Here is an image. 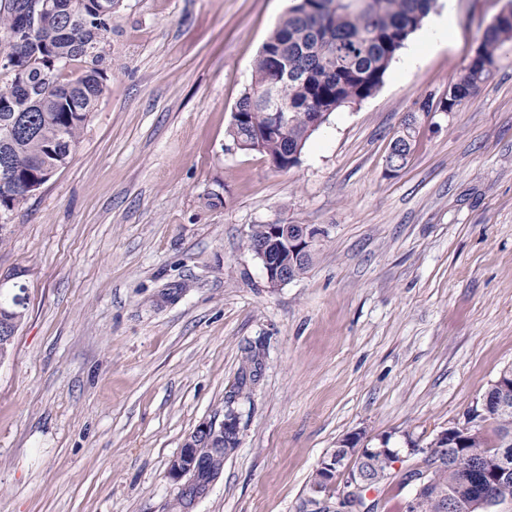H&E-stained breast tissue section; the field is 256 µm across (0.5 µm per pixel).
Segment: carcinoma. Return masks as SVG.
Returning <instances> with one entry per match:
<instances>
[{
  "mask_svg": "<svg viewBox=\"0 0 512 512\" xmlns=\"http://www.w3.org/2000/svg\"><path fill=\"white\" fill-rule=\"evenodd\" d=\"M38 0H6L0 7V29L7 37L0 50V169L5 167L20 182L38 180L49 167L69 163L80 142L88 117L102 94L106 55L103 44L112 31L117 0H57L74 15L70 25L44 14L40 26L19 44L20 20ZM436 0H294L288 12L263 43L254 64L251 86L237 103L246 121L233 123L232 141L252 144L258 152L282 157L303 151L309 137L311 112H334L371 97L384 83L388 69L406 42L422 27ZM512 44V20L486 28L481 49L486 60L499 61ZM73 62L83 64L80 75L65 78L61 70ZM490 73L468 69L453 85L451 111L468 98ZM55 91L46 92L47 85ZM288 111V129L269 132L273 111L260 99L265 89ZM394 162L406 167L416 145V129L406 128ZM20 328L25 308L0 291V317ZM479 422L464 442L454 448L441 441L427 443L428 471L424 481L475 500L491 493L495 504L512 501V477L488 485L483 469L464 461L466 450L480 453L483 462L506 461L512 468V404L499 403V387L483 396ZM238 443L217 439L196 443L197 460L191 484L181 489L175 512H190L222 472L224 459ZM398 455L387 450L374 471L380 482L393 475ZM416 512H442L431 493L413 490Z\"/></svg>",
  "mask_w": 512,
  "mask_h": 512,
  "instance_id": "carcinoma-1",
  "label": "carcinoma"
}]
</instances>
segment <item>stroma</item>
Masks as SVG:
<instances>
[{"label":"stroma","instance_id":"1","mask_svg":"<svg viewBox=\"0 0 512 512\" xmlns=\"http://www.w3.org/2000/svg\"><path fill=\"white\" fill-rule=\"evenodd\" d=\"M504 3L455 0L447 47L422 25L415 68L396 57L279 170L228 130L291 0H118L73 159L0 246L26 296L0 363V512H173L172 461L229 411L240 444L191 512H303L346 435L405 461L464 420L512 367V52L453 111L421 106ZM254 224L322 229L307 271L270 287Z\"/></svg>","mask_w":512,"mask_h":512}]
</instances>
